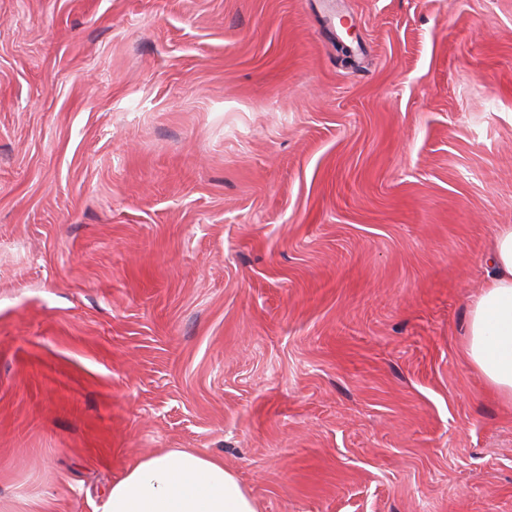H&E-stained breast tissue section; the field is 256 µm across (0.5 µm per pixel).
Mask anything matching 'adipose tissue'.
I'll return each mask as SVG.
<instances>
[{
  "label": "adipose tissue",
  "mask_w": 512,
  "mask_h": 512,
  "mask_svg": "<svg viewBox=\"0 0 512 512\" xmlns=\"http://www.w3.org/2000/svg\"><path fill=\"white\" fill-rule=\"evenodd\" d=\"M488 283L475 299L465 353L488 385L512 401V224L500 225ZM101 512H258L221 460L173 448L141 459L110 488Z\"/></svg>",
  "instance_id": "1"
}]
</instances>
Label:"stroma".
I'll return each mask as SVG.
<instances>
[{"label":"stroma","instance_id":"1","mask_svg":"<svg viewBox=\"0 0 512 512\" xmlns=\"http://www.w3.org/2000/svg\"><path fill=\"white\" fill-rule=\"evenodd\" d=\"M501 224L512 0H0V512H512ZM488 265V283L470 312L465 353L488 385L512 402V224L500 225ZM101 512H258L221 460L173 448L141 459L112 484Z\"/></svg>","mask_w":512,"mask_h":512}]
</instances>
